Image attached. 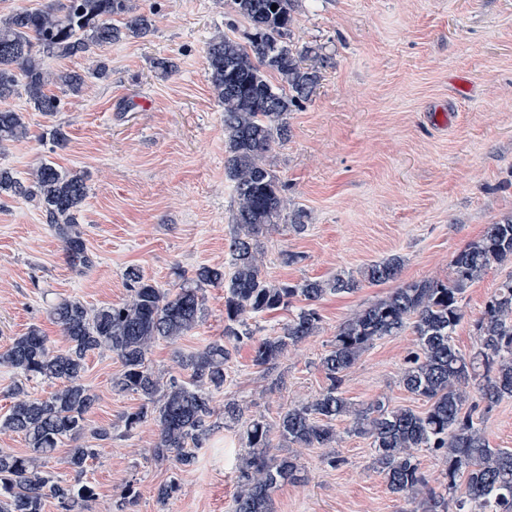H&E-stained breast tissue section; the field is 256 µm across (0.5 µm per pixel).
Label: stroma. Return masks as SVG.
Returning <instances> with one entry per match:
<instances>
[{"label": "stroma", "mask_w": 512, "mask_h": 512, "mask_svg": "<svg viewBox=\"0 0 512 512\" xmlns=\"http://www.w3.org/2000/svg\"><path fill=\"white\" fill-rule=\"evenodd\" d=\"M136 3L154 13L148 37L45 59L48 70L87 76L77 95L50 86L62 102L55 116L34 111L22 92L6 102L24 114L29 131L0 145V167L23 180L46 161L86 174L75 229L90 263L72 261L37 199L0 194V352L33 326L53 347H64L49 314L53 304L71 298L96 309L124 302L128 268L174 293L200 267L230 265L236 204L206 49L224 34L232 2ZM292 38L300 47L321 46L327 63L310 100L289 113L288 138L266 157L288 211H302L306 229L269 227L263 271L274 281L325 279L392 255L402 267L396 282L325 296L317 304L319 333L288 349L273 369L254 366L253 342L233 350L216 404L236 403L244 418L268 423L276 456L289 452L278 431L281 414L327 384L320 360L339 325L395 284L447 277L455 253L489 224L512 218V0H302ZM159 58L172 59L176 71L161 76ZM97 60L108 68L101 79L87 74ZM446 110L455 115L452 125L436 126L433 114ZM55 125L68 136L65 149L52 147ZM287 252L298 261L285 263ZM511 278V261L494 263L467 288L453 336L459 351L473 350L474 319ZM201 295L195 328L175 341L158 339L150 350L149 364L163 378L188 381L181 354L224 335L223 286L204 287ZM415 343L409 330L375 340L348 370L344 397L358 408L382 400L425 412L426 402L400 383ZM121 371L115 354L88 356L83 382L98 402L84 433L65 440L46 470L95 487L82 512H234L242 425L215 428L192 467L157 460L154 422L124 433L125 415L142 400L113 388ZM476 416L491 447L512 449V398ZM351 426L350 418H338L334 447L299 449L303 479L274 491L272 512H409L410 502L392 494L375 468L370 439ZM98 429L110 439H95ZM77 447L96 451L80 474L65 464ZM333 456L339 466L330 465ZM172 479L178 492L159 502L158 486ZM128 486L136 498L124 505L120 494Z\"/></svg>", "instance_id": "stroma-1"}]
</instances>
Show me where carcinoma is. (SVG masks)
<instances>
[{"label":"carcinoma","instance_id":"obj_1","mask_svg":"<svg viewBox=\"0 0 512 512\" xmlns=\"http://www.w3.org/2000/svg\"><path fill=\"white\" fill-rule=\"evenodd\" d=\"M299 3L233 0L235 15L249 26L245 41L224 35L207 48L210 83L224 109L225 172L236 203L235 231L230 280L224 281V270L212 267L199 268L196 278L201 285H224V338L181 358L190 371L189 383L165 382L149 365L148 353L157 339L175 341L195 326L202 310L200 288L182 287L170 297L131 267L126 272L129 299L121 304L92 310L78 300L55 304L50 314L61 327L65 348L51 347L43 331L32 327L0 354L1 365L28 381L61 382L44 399L31 397L21 384L12 388L17 401L0 419V431L24 435L30 454L0 453V512H42L47 498L56 500L61 512H80L83 502L95 496L86 483L41 470L42 460L62 439L80 434L97 401L82 382L89 353L116 354L123 370L115 387L143 400L139 410L125 415L126 434L154 421L159 428L156 458L172 457L190 467L193 450L215 427L214 398L224 387L231 349L254 339L250 320L286 308L297 298L306 302L276 335L254 339L253 365L268 369L288 347L319 332L322 318L316 302L324 296L353 293L364 282L381 284L399 274L402 259L396 255L367 265L357 276L339 273L288 283L269 280L259 264L260 238L286 210L266 153L288 137V114L315 92L324 61L322 49H299L292 41ZM153 30L151 14L136 12L132 0H49L39 8H19L0 17V100L21 88L35 111L52 116L60 111L61 99L48 93L54 81L43 68L44 58L83 55L94 46L145 38ZM57 82L77 94L85 75L62 72ZM27 132L21 113L0 110V144ZM0 192L38 197L67 251L89 262L83 240L67 232L87 197L85 175L64 174L45 162L26 185L1 168ZM505 261H512V218L489 225L479 240L457 252L448 277L406 283L344 321L321 358L327 386L313 400L284 412L281 438L300 448H330L336 442L334 421L351 416V432L371 439L375 464L390 491L419 499L413 512H512V450L490 447L473 419L480 404L489 408L512 397V279L495 289L474 319L476 350L466 356L452 343L463 318L460 302L466 288L491 263ZM407 327L417 336V349L404 359L400 384L427 401L428 409L417 413L380 400L354 408L342 396L346 372L375 340ZM244 435L248 452L239 465L234 512H271V494L284 483L301 480V466L294 455L269 456L270 428L264 420L246 421ZM422 449L446 465L439 491L430 486L415 455ZM94 454L93 448H73L67 467L80 474Z\"/></svg>","mask_w":512,"mask_h":512}]
</instances>
